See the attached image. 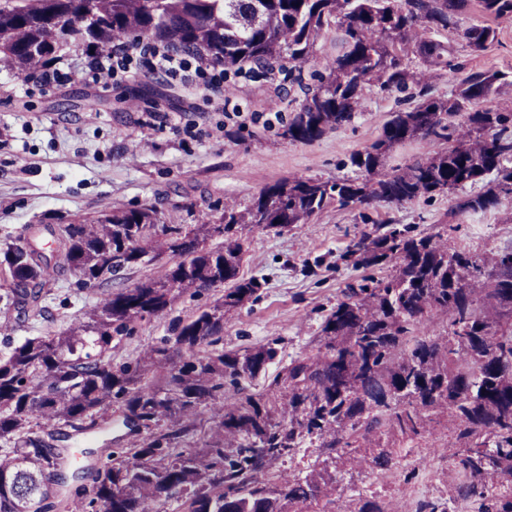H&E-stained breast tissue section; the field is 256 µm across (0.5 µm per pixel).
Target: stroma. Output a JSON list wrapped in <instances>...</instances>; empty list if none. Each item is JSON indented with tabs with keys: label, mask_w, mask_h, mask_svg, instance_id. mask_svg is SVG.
I'll return each mask as SVG.
<instances>
[{
	"label": "stroma",
	"mask_w": 512,
	"mask_h": 512,
	"mask_svg": "<svg viewBox=\"0 0 512 512\" xmlns=\"http://www.w3.org/2000/svg\"><path fill=\"white\" fill-rule=\"evenodd\" d=\"M482 21L478 12L464 13L457 30L437 38L452 46L453 66L507 73L488 105L512 112V20L497 21L493 44L466 47L458 29ZM453 66L431 71L433 97L455 94L460 75ZM52 69L58 80L22 81L9 61L0 60V248L28 242L57 264L63 254L54 234L63 224L146 206L156 208L161 224H217L225 203L245 208L280 179L333 181L351 175L350 156L373 143L398 108L394 97L370 88L365 110L351 124L304 144L280 135L299 96L284 70L235 75L210 65L167 76L133 63L98 80L80 42L61 51ZM459 197L442 194L365 209L331 206L307 224L244 230L241 272L260 287L244 307L226 313L221 346L228 353L271 342L278 348L265 372L245 381L246 393L278 395L272 380L282 368L316 353L326 315L346 284L363 275L342 255L352 240L377 225L390 221L413 235H441L449 250H467L488 267L512 251V197L485 211L457 214ZM100 294L97 288H79L65 271L48 280L40 311L20 315L0 305V357L25 339L66 332ZM211 300L207 293L186 294L167 316L137 322L131 335L113 341V363L136 361L169 336L173 320L191 317ZM458 432L459 420L450 410L417 434L382 425L357 439L351 462L337 463L336 480L320 503L288 512H356L366 500L382 503L388 512H419L427 501L444 502L450 512H475V504L458 495ZM141 440L117 416L93 433L60 426L48 444L72 454L95 450L81 458L84 473L65 483L63 495L76 501L91 489L102 462L98 448L121 453ZM382 452L390 458L385 467L373 462ZM326 457L317 441L306 439L271 470L302 478L321 468Z\"/></svg>",
	"instance_id": "stroma-1"
}]
</instances>
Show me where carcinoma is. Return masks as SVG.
<instances>
[{
    "label": "carcinoma",
    "instance_id": "obj_1",
    "mask_svg": "<svg viewBox=\"0 0 512 512\" xmlns=\"http://www.w3.org/2000/svg\"><path fill=\"white\" fill-rule=\"evenodd\" d=\"M471 7L489 23L465 28L462 39L482 49L497 39L491 22L512 18V0H0V55L22 81L40 75L71 40L104 51L142 37L187 54L204 51L226 70L256 73L288 63V77L304 94L283 125L291 142L311 143L351 123L372 86L410 103L391 114L380 138L350 156L355 176L277 181L243 212L224 206L219 229L160 226L152 207L63 225L60 269L86 288L147 262L158 233L171 264L159 278L102 294L68 332L27 339L0 358V512H48L65 483L64 467L73 466L34 428L64 423L92 431L115 407L145 437L118 457L99 449L110 462L97 470L88 494L74 504L59 500L61 508L161 512L177 500L183 512H285L325 496L331 480L325 468L303 479L269 474L302 439L342 457L387 416L416 433L425 415L450 409L463 446L459 496L477 502L478 512H512V497L490 493L512 478V331L499 323L512 315V252L496 258L478 298L479 261L465 250L448 251L441 235L414 237L389 222L363 235L346 257L356 267L392 273L346 289L323 323L321 347L283 367L272 403L254 394L226 401L224 380L237 386L255 378L277 357L274 344L242 354L218 349L224 314L260 288L240 276L239 230L306 224L332 204H404L477 183L485 191L459 199L456 211H484L512 195V113L482 106L506 74L468 72L442 100L413 65L416 56L429 68L450 66L448 46L430 34L457 26ZM333 24L343 50L312 88L302 68ZM413 139L432 150L401 171L387 170L391 149ZM214 237L222 242L203 246ZM49 268L30 246L0 251V269L13 284L0 301L17 309L37 301ZM218 282L223 294L175 321L162 345L133 365H112L113 340L140 320L166 315L183 294L201 295ZM435 313L447 323L444 336L424 332ZM152 368L162 370L156 383L145 380ZM203 408L213 416L210 439L178 450Z\"/></svg>",
    "mask_w": 512,
    "mask_h": 512
}]
</instances>
